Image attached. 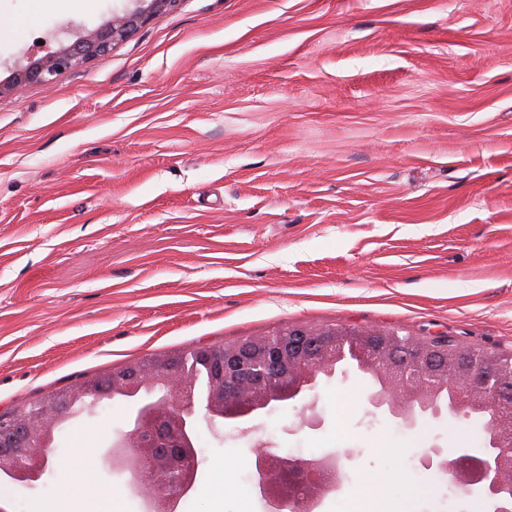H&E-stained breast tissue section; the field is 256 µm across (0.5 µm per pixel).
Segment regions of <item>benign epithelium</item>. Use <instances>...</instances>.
Returning a JSON list of instances; mask_svg holds the SVG:
<instances>
[{
    "mask_svg": "<svg viewBox=\"0 0 512 512\" xmlns=\"http://www.w3.org/2000/svg\"><path fill=\"white\" fill-rule=\"evenodd\" d=\"M143 5L116 14L103 27L78 32L73 42L28 59L14 71L11 83H0V94L17 86H50L62 72L80 67L110 51L139 31L155 14L175 9L180 0H141ZM369 357L379 371L382 391L367 397L370 406L407 426L421 419L439 418L433 407L444 390L453 394L450 418H468L475 410L486 412L485 448L479 455L460 449L450 460L443 449L430 448L424 464L448 477L452 486L465 484L490 502V512H512V428L505 412L512 413L505 383L512 384V364L485 361L465 372L440 375L431 368L436 360L448 361V346L402 338L383 330L296 327L274 336L247 338L220 348L199 349L172 362L153 358L134 362L112 373V387L139 394L158 388L159 400L145 399L133 428L119 435L102 455L107 469L116 465L129 474L130 488L145 502V512H177L180 501L194 488L197 467L196 438L200 419L213 426L220 419L241 427L281 404L301 402L319 385V375L336 361L346 346ZM223 361L219 376L209 387L204 416L196 409L194 367ZM58 399H46L12 413L0 414V435L12 438L0 453V478L29 486L46 473L56 454L54 425ZM170 433L174 448L158 450L157 435ZM339 460L325 456L312 460L283 457L266 448L257 451L252 480L268 512H313L323 496L339 490L343 482Z\"/></svg>",
    "mask_w": 512,
    "mask_h": 512,
    "instance_id": "7a95c632",
    "label": "benign epithelium"
}]
</instances>
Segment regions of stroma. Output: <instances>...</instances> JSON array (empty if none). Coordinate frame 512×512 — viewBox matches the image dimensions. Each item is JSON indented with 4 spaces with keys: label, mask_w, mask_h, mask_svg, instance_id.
I'll use <instances>...</instances> for the list:
<instances>
[{
    "label": "stroma",
    "mask_w": 512,
    "mask_h": 512,
    "mask_svg": "<svg viewBox=\"0 0 512 512\" xmlns=\"http://www.w3.org/2000/svg\"><path fill=\"white\" fill-rule=\"evenodd\" d=\"M131 0L25 25L0 0V82ZM293 326L512 352V0H181L52 88L0 94V414L146 358ZM341 363L249 431L200 427L179 512H267L258 446L340 455L315 512H471L426 449L482 421L398 424ZM116 398L70 418L9 512H144L100 456Z\"/></svg>",
    "instance_id": "obj_1"
}]
</instances>
